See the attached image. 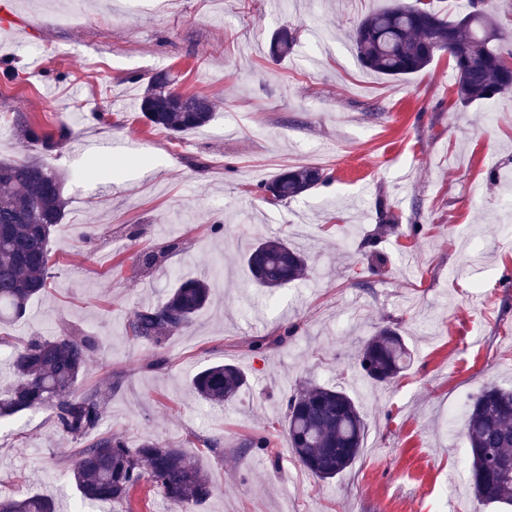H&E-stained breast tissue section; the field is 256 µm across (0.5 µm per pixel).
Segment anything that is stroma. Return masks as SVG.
Listing matches in <instances>:
<instances>
[{
	"mask_svg": "<svg viewBox=\"0 0 512 512\" xmlns=\"http://www.w3.org/2000/svg\"><path fill=\"white\" fill-rule=\"evenodd\" d=\"M388 0H0V157L34 153L18 115L74 135L51 165L66 178L65 217L52 235L51 285L27 315L1 327L0 366L41 334L88 335L98 348L82 386L105 399L103 431L130 447L189 449L215 494L193 512H512L479 503L466 477L465 413L490 383L512 387V94L461 105L448 55L390 79L364 68L347 34ZM294 28L282 60L273 34ZM217 105L206 127L173 138L146 123L140 98L162 70ZM118 178L89 176L105 158ZM329 169L327 184L273 204L257 184L292 166ZM386 263L371 271L359 245L384 223ZM223 225L216 234L212 225ZM411 224L422 231L412 237ZM91 227L93 240L80 232ZM305 250V280L257 287L241 257L257 238ZM160 255L145 268L144 252ZM207 277L212 301L192 327L152 348L126 324L181 277ZM396 324L412 351L381 385L355 353ZM297 331L251 352L253 342ZM226 362L248 377L224 406L197 399L190 379ZM121 386L111 390L112 377ZM302 381L346 390L367 422L359 459L322 481L293 456L284 399ZM265 452H244L253 433ZM69 446L48 411L0 419V494L39 493L74 512Z\"/></svg>",
	"mask_w": 512,
	"mask_h": 512,
	"instance_id": "1",
	"label": "stroma"
}]
</instances>
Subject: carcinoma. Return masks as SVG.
<instances>
[{"label": "carcinoma", "instance_id": "cac0c4a2", "mask_svg": "<svg viewBox=\"0 0 512 512\" xmlns=\"http://www.w3.org/2000/svg\"><path fill=\"white\" fill-rule=\"evenodd\" d=\"M503 40L490 13L489 0H468L467 12L450 19L419 2L393 0L369 14L355 29L353 42L361 64L383 76L403 79L425 69L439 53L448 54L455 71V93L466 106L512 92V70L498 64ZM295 33L283 28L272 38L275 58L287 56ZM171 75L157 72L144 91L140 112L152 126L178 137L207 126L214 103L199 93L170 89ZM40 152L22 162L0 160V324L17 322L29 303L43 294L51 278V238L65 216L63 181L47 161L72 136L61 125L44 130L25 120L19 125ZM318 167H288L257 185L264 199L286 201L327 181ZM308 256L279 237H262L245 254L255 283L276 289L301 280ZM204 279L182 281L162 303L138 308L127 331L138 343L160 347L187 330L209 304ZM97 347L94 336H33L13 352L9 389L0 392V418L25 410H46L71 449L69 477L80 502L88 506L124 505L132 512L138 491L147 488L182 508L208 500L215 486L197 458L185 448L145 441L131 448L117 433L101 432L105 400L98 388L79 381ZM411 353L397 329L384 327L358 350L364 375L387 384L409 366ZM197 396L212 405L232 401L247 385V376L232 364H214L191 382ZM282 426L295 458L319 479H333L352 467L362 452L366 422L345 391L311 382L299 384L285 400ZM466 437L468 479L482 503L512 506V389L485 386L470 405ZM0 512H59L41 494L0 496Z\"/></svg>", "mask_w": 512, "mask_h": 512}]
</instances>
